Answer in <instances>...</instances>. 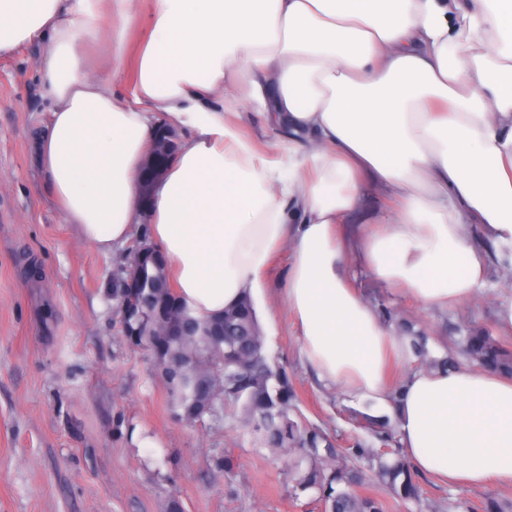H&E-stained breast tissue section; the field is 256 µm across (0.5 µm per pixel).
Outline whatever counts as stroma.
I'll return each instance as SVG.
<instances>
[{"label": "stroma", "mask_w": 512, "mask_h": 512, "mask_svg": "<svg viewBox=\"0 0 512 512\" xmlns=\"http://www.w3.org/2000/svg\"><path fill=\"white\" fill-rule=\"evenodd\" d=\"M39 42L0 56V512H319L288 493L286 459L255 451L224 417L178 419L154 356L126 346L109 296L126 254L81 242L47 195L37 146L51 104ZM352 283L444 352L448 326L500 336L512 307V252L498 253L474 301L444 310L393 292L361 268ZM265 351L306 397L316 424L349 435L348 403L300 355L281 291L256 304ZM230 456L231 473L214 460Z\"/></svg>", "instance_id": "1"}]
</instances>
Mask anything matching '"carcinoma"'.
Wrapping results in <instances>:
<instances>
[{
  "label": "carcinoma",
  "mask_w": 512,
  "mask_h": 512,
  "mask_svg": "<svg viewBox=\"0 0 512 512\" xmlns=\"http://www.w3.org/2000/svg\"><path fill=\"white\" fill-rule=\"evenodd\" d=\"M166 270L149 272L134 307L145 308L150 300L166 295ZM185 328L192 336H176L168 345L191 355L195 364L175 370L168 352H157L161 361L171 410L192 423L217 414L239 422L249 430L256 448H270L287 455L290 493L299 498L311 494L322 512H388L385 492L407 507H421L423 489L403 453L398 431L389 422L361 415L364 434L343 441L331 431L312 423L302 412L303 400L287 373L264 352V336L251 298L224 310L221 318L203 320L185 309ZM411 361L391 388L397 394L409 370L442 365L468 366L512 377V351L486 330L465 329L458 350H445L433 358L427 350L430 337L413 331ZM461 512H512V501L486 498L474 502L461 493L448 503Z\"/></svg>",
  "instance_id": "1"
}]
</instances>
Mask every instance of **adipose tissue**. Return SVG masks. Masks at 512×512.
I'll list each match as a JSON object with an SVG mask.
<instances>
[{"instance_id": "1", "label": "adipose tissue", "mask_w": 512, "mask_h": 512, "mask_svg": "<svg viewBox=\"0 0 512 512\" xmlns=\"http://www.w3.org/2000/svg\"><path fill=\"white\" fill-rule=\"evenodd\" d=\"M0 0V54L39 40L51 101L38 146L45 187L80 241L104 254L148 224L196 315L271 280L300 353L346 400L392 416L415 470L447 483L512 482V378L467 368L386 385L402 343L352 267L430 308L476 299L485 238L512 244V0ZM146 32L131 101L112 72ZM257 102L269 152L224 119ZM186 129L143 206L157 122ZM388 209L363 211L372 190Z\"/></svg>"}]
</instances>
